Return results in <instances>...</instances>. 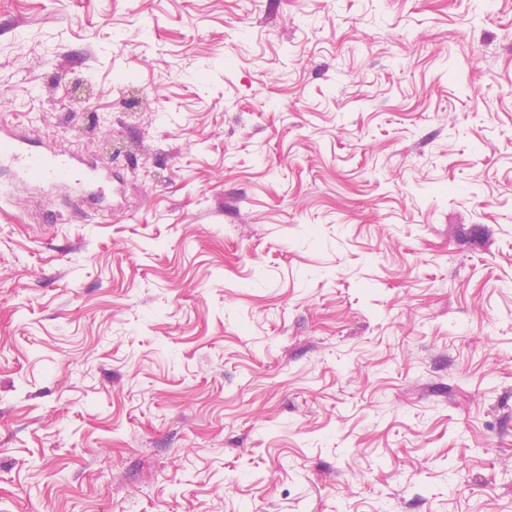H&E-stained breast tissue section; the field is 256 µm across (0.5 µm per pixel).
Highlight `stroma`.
<instances>
[{
  "instance_id": "stroma-1",
  "label": "stroma",
  "mask_w": 512,
  "mask_h": 512,
  "mask_svg": "<svg viewBox=\"0 0 512 512\" xmlns=\"http://www.w3.org/2000/svg\"><path fill=\"white\" fill-rule=\"evenodd\" d=\"M0 512H512V0H0ZM5 160L16 166L23 179H32L48 189L59 185L82 188L94 179L91 169L78 157L33 150L29 140L9 131H1L0 136V163Z\"/></svg>"
}]
</instances>
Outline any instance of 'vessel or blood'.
Returning <instances> with one entry per match:
<instances>
[{
  "instance_id": "1",
  "label": "vessel or blood",
  "mask_w": 512,
  "mask_h": 512,
  "mask_svg": "<svg viewBox=\"0 0 512 512\" xmlns=\"http://www.w3.org/2000/svg\"><path fill=\"white\" fill-rule=\"evenodd\" d=\"M5 160L16 166L22 178L49 189L60 185L81 188L93 177L91 169L78 157L33 150L29 140L14 134L0 136V162Z\"/></svg>"
}]
</instances>
